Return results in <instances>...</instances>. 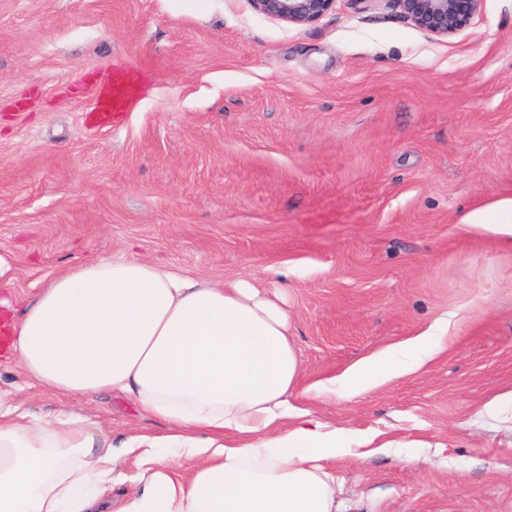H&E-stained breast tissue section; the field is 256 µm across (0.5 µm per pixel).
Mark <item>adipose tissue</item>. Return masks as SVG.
<instances>
[{"instance_id": "adipose-tissue-1", "label": "adipose tissue", "mask_w": 512, "mask_h": 512, "mask_svg": "<svg viewBox=\"0 0 512 512\" xmlns=\"http://www.w3.org/2000/svg\"><path fill=\"white\" fill-rule=\"evenodd\" d=\"M464 221L512 243V198ZM0 322L31 383L71 399L118 392L168 427L115 445L98 422H30L0 401V512H348L323 463L378 445L290 405L288 313L245 279L121 254L64 269ZM439 345L426 331L317 388L348 395L408 374ZM130 466L141 490L113 508L105 493Z\"/></svg>"}]
</instances>
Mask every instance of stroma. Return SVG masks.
<instances>
[{
    "mask_svg": "<svg viewBox=\"0 0 512 512\" xmlns=\"http://www.w3.org/2000/svg\"><path fill=\"white\" fill-rule=\"evenodd\" d=\"M111 72L139 94L101 130L88 115ZM505 197L512 0H481L448 37L388 0H336L305 26L250 0H0V317L115 253L282 297L291 402L402 444L326 462L351 512H512V409L484 411L512 390V247L461 221ZM439 320L422 369L316 395ZM0 394L116 442L166 430L2 356Z\"/></svg>",
    "mask_w": 512,
    "mask_h": 512,
    "instance_id": "35a3bbf8",
    "label": "stroma"
}]
</instances>
